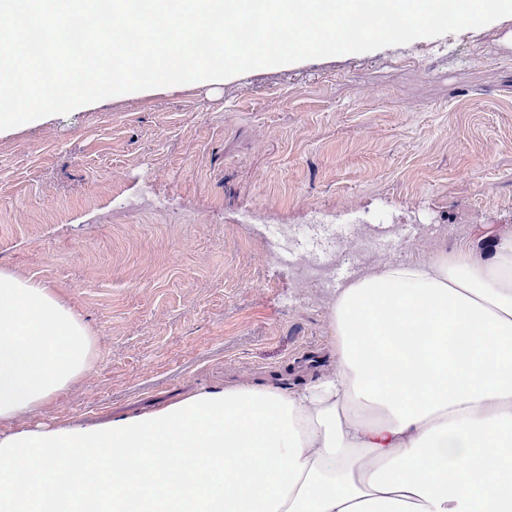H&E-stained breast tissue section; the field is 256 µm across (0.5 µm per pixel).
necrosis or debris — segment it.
<instances>
[{"label": "necrosis or debris", "mask_w": 512, "mask_h": 512, "mask_svg": "<svg viewBox=\"0 0 512 512\" xmlns=\"http://www.w3.org/2000/svg\"><path fill=\"white\" fill-rule=\"evenodd\" d=\"M300 227L279 224L267 245L266 256L276 263H286L303 288H332L336 272L347 269L360 275L375 262L390 258L396 249L425 241H435L448 234L444 225L355 224L336 229L328 224L311 229L310 235L322 246V256L313 250H290L289 244L298 239Z\"/></svg>", "instance_id": "necrosis-or-debris-1"}]
</instances>
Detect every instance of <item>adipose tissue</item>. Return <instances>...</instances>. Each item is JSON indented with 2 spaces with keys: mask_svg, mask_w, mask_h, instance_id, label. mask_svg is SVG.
Returning <instances> with one entry per match:
<instances>
[{
  "mask_svg": "<svg viewBox=\"0 0 512 512\" xmlns=\"http://www.w3.org/2000/svg\"><path fill=\"white\" fill-rule=\"evenodd\" d=\"M334 366L75 430L0 434V512H512V234L330 301ZM83 322L0 271V420L86 371Z\"/></svg>",
  "mask_w": 512,
  "mask_h": 512,
  "instance_id": "adipose-tissue-1",
  "label": "adipose tissue"
}]
</instances>
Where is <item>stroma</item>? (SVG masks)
Returning <instances> with one entry per match:
<instances>
[{"mask_svg": "<svg viewBox=\"0 0 512 512\" xmlns=\"http://www.w3.org/2000/svg\"><path fill=\"white\" fill-rule=\"evenodd\" d=\"M315 208L461 226L449 251L512 232V17L1 131L0 271L65 301L92 357L0 433L326 371L329 298L263 258L269 226Z\"/></svg>", "mask_w": 512, "mask_h": 512, "instance_id": "1", "label": "stroma"}]
</instances>
